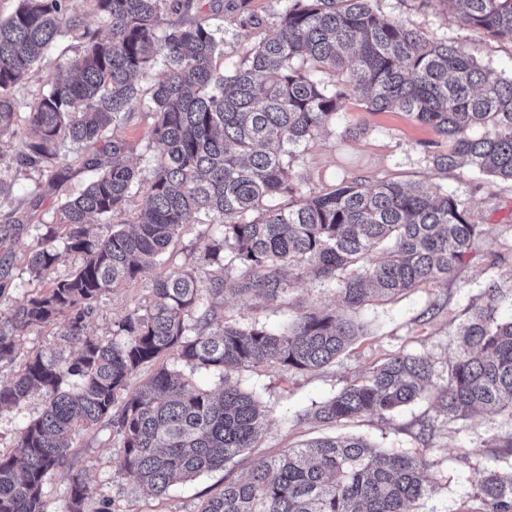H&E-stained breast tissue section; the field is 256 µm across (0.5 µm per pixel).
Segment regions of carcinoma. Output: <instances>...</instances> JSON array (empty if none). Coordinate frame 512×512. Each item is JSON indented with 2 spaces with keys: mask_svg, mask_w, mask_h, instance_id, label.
<instances>
[{
  "mask_svg": "<svg viewBox=\"0 0 512 512\" xmlns=\"http://www.w3.org/2000/svg\"><path fill=\"white\" fill-rule=\"evenodd\" d=\"M70 2L20 0L0 19V136L17 134L15 90L45 50L66 34L83 39L28 112L29 133L12 160L0 164V198L12 192L13 171L48 166L66 143L90 148L114 122L140 113L153 119L146 145L153 164L142 175L119 139L81 158L93 177L60 196L26 263L43 288L15 305L11 282L0 280V363L15 359L19 336L57 321L77 347L72 359L37 354L0 384V411L34 392L45 396L14 450L0 452V512H44L43 484L57 473L72 512H81L95 488L71 467V437L102 421L121 439L117 473L135 476L148 496H165L177 478L230 469L267 422L235 376L271 365L318 370L362 335L353 318L315 306L279 330L231 323L218 313L227 294L275 300L309 274L337 286L355 312L462 268L488 229L454 193L356 178L307 195L290 178L293 149L335 122L346 100L358 98L370 112L398 109L431 128L435 168L467 165L512 183V76L485 66L456 38L434 40L383 14L375 0H288L276 34L222 73L213 60L223 40L196 19V0H93L105 37L85 27ZM414 2H437L467 28L512 41V0ZM158 56L166 73L145 87ZM142 192L147 204L129 220L131 230L93 232L126 215ZM205 219L218 233L204 235L196 263L161 274L151 302L129 311L114 339L90 336L86 320L101 297L136 281L186 225ZM62 250L81 254L82 263L59 276ZM484 295L458 331L460 351L442 383L433 382L427 357L399 352L313 417L384 419L422 398L444 422L477 410L512 416V316L499 311L512 294L491 286ZM170 360L219 372L221 392L194 386ZM144 366L155 367L151 377L130 388ZM429 469L421 455L323 437L252 461L246 478L226 480L197 512H415ZM475 486L481 512H512V471L486 469Z\"/></svg>",
  "mask_w": 512,
  "mask_h": 512,
  "instance_id": "1",
  "label": "carcinoma"
}]
</instances>
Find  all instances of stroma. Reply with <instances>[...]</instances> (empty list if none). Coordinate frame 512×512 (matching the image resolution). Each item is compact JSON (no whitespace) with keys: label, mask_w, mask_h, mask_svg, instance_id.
I'll list each match as a JSON object with an SVG mask.
<instances>
[{"label":"stroma","mask_w":512,"mask_h":512,"mask_svg":"<svg viewBox=\"0 0 512 512\" xmlns=\"http://www.w3.org/2000/svg\"><path fill=\"white\" fill-rule=\"evenodd\" d=\"M378 9L398 17L428 37L458 38L466 50L496 71L512 74V42L474 32L456 22L441 7L418 10L411 0H377ZM286 0H199L200 19L223 37L221 55L215 59L218 71L238 64L247 50L277 31V16ZM265 17V26L240 29L239 12ZM75 35L60 37L28 73L16 93L19 112L45 92L66 61L79 53ZM151 120L138 115L119 123L108 132V139H120L131 148L130 159L141 171H149L151 154L145 151ZM436 136L427 127L400 111L371 112L357 99L345 102L334 124L313 140L294 150L291 176L303 192H326L335 186L363 178L419 182L454 192L465 201L479 223L490 233L479 245L476 256L446 283H435L411 290L397 299L364 307L358 314L367 333L352 345L336 363L309 373H288L276 366L239 375L243 388L252 391L268 412V427L257 447L249 449L246 461L232 472L216 470L195 479L176 482L167 496L144 495L136 479L116 472L120 443L106 423L81 430L72 437L73 466L82 472L97 493L85 500L84 512H196L198 504L224 488L225 478L245 477L249 459L276 453L297 444L330 435H354L378 448H397L422 454L431 463L432 488L416 512H479L474 480L479 471L512 469V456L499 455L491 448L492 438L512 432V420L504 414H478L467 420L438 422L430 401L420 400L404 407L392 418L364 416L349 423L325 427L308 420L307 414L330 399L347 384L361 378L378 360L399 351L430 356L437 376H444L456 352L452 327L463 322L471 304L483 303L490 284L512 289V185L481 176L462 168L438 170L427 155L435 148ZM49 172L20 170L14 177L12 193L0 200V277L12 279L14 303H23L40 284L26 271L27 256L36 247L50 221L57 200L48 187ZM14 223H6V214ZM163 268V267H162ZM161 267L145 270L128 287L106 293L88 320V332L107 336L129 310L147 305ZM444 304L437 315H430L434 301ZM316 305L341 311L335 290L318 286L309 277L292 283L287 300L245 303L226 297L222 313L232 322L259 321L271 327L283 325L293 315L296 304ZM74 346L60 336L56 327L35 328L21 336L14 362L0 363V382L9 381L30 357L55 353L71 357ZM44 398L34 394L20 406L0 411V450L10 451L16 435L28 421L42 412ZM433 420L434 428L419 436L420 424Z\"/></svg>","instance_id":"35a3bbf8"}]
</instances>
